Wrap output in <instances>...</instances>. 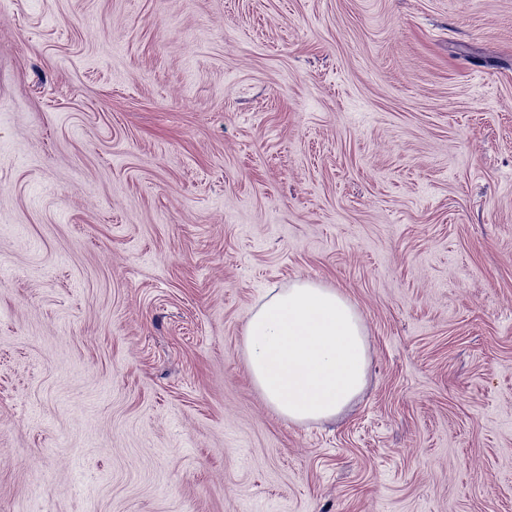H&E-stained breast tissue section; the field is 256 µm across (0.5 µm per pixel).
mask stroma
I'll return each mask as SVG.
<instances>
[{
    "label": "stroma",
    "mask_w": 512,
    "mask_h": 512,
    "mask_svg": "<svg viewBox=\"0 0 512 512\" xmlns=\"http://www.w3.org/2000/svg\"><path fill=\"white\" fill-rule=\"evenodd\" d=\"M299 278L371 353L305 425ZM0 512H512V0H0ZM243 355L253 386L290 423L336 420L366 386L360 312L340 289L310 279L257 303L244 324Z\"/></svg>",
    "instance_id": "35a3bbf8"
}]
</instances>
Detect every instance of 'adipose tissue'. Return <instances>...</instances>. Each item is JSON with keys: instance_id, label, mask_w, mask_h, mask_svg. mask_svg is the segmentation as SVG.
Returning a JSON list of instances; mask_svg holds the SVG:
<instances>
[{"instance_id": "ef3b65f1", "label": "adipose tissue", "mask_w": 512, "mask_h": 512, "mask_svg": "<svg viewBox=\"0 0 512 512\" xmlns=\"http://www.w3.org/2000/svg\"><path fill=\"white\" fill-rule=\"evenodd\" d=\"M253 386L285 421L335 420L366 386L364 320L340 289L310 279L269 291L243 328Z\"/></svg>"}]
</instances>
